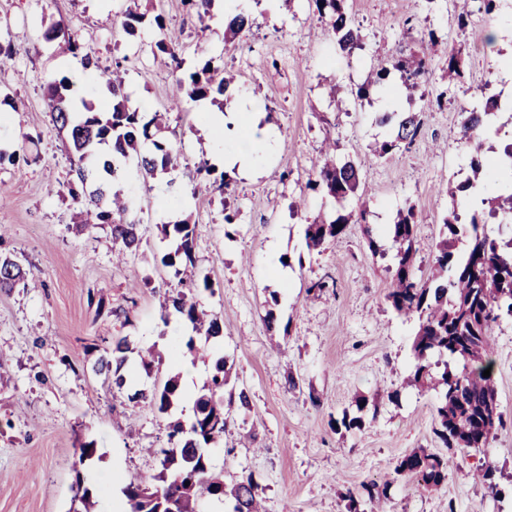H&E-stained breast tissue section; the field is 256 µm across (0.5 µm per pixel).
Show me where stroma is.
<instances>
[{"label":"stroma","mask_w":512,"mask_h":512,"mask_svg":"<svg viewBox=\"0 0 512 512\" xmlns=\"http://www.w3.org/2000/svg\"><path fill=\"white\" fill-rule=\"evenodd\" d=\"M132 5L164 16L185 71L210 58L239 75L240 98L260 129L275 135L251 173L225 166V152L241 139L229 124L213 130L214 105L188 100L170 110L172 73L149 48L157 31L147 24L133 35L122 29ZM225 6L215 0L210 19L201 21L182 0H0V38L14 50L8 92L0 95V148L25 157L0 167L7 193L0 256L40 282L0 290V371L8 374L0 381V512H76L79 484L90 492L92 512H112L113 493L161 471L168 423L191 414L220 357L228 390L247 389L251 403L230 407L224 436L208 455L226 484L253 476L266 512H371L363 491L371 484L385 487L387 512H512V317L501 318L490 337L503 423L485 447L448 449L434 433L436 393L407 383L417 321L386 299L394 254L388 227L397 210L414 209L413 271L427 280L451 208L444 188L469 171L459 145L462 111L483 87L512 91V0H502L493 21L477 15L464 29L447 9L425 13L421 0H347L364 34L349 58L336 53L307 0H251L252 28L234 47L224 44ZM413 16L416 26L406 27ZM51 24L93 48L101 66L123 61L132 105L168 112L160 136L183 154L171 174L145 181L132 170L120 181L142 235L120 262L109 227L74 226L72 155L51 120L46 86L69 77L72 96L102 111L109 93L92 86L78 58L44 42ZM432 32L460 59L455 83L440 80L446 57L428 56L429 75L413 96L330 97V80L355 86L377 60L425 54ZM441 93L443 107L429 109ZM388 109L421 113L423 126L409 149L377 159L372 149L387 130L376 117ZM328 139L337 159L361 162L358 192L369 214L366 224L348 225L311 250L306 220L326 205L307 182ZM202 160L226 176L231 194L196 175ZM171 179L179 193L169 191ZM228 211L235 223H225ZM184 221L193 228L195 268L212 283L195 300L221 322L218 339L206 340L160 308L175 278L162 263L174 245L159 228ZM318 279L330 288L308 292ZM118 337L134 349L124 391L93 370ZM147 346L159 355L148 372L136 354ZM172 376L181 378L183 398L171 413L127 397ZM347 418L358 427L345 428ZM89 442L96 451L80 460L79 446ZM416 448L447 457L440 489L423 492L396 476L398 460ZM487 461L503 495L476 479Z\"/></svg>","instance_id":"obj_1"}]
</instances>
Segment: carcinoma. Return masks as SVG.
I'll return each mask as SVG.
<instances>
[{
  "instance_id": "obj_1",
  "label": "carcinoma",
  "mask_w": 512,
  "mask_h": 512,
  "mask_svg": "<svg viewBox=\"0 0 512 512\" xmlns=\"http://www.w3.org/2000/svg\"><path fill=\"white\" fill-rule=\"evenodd\" d=\"M187 10L203 20L210 16L213 0H182ZM315 7L319 18L331 28L336 49L344 56L353 55L361 47V34L345 10L346 0H307ZM500 0H454L457 26L468 27L475 13L490 15L499 7ZM252 28L250 15L241 10L224 26V41L234 42ZM45 43L62 53L82 55L85 69L91 77L105 85L112 97V111L103 116L86 102L77 103L66 98L70 81L66 76L48 85L53 121L67 133L77 155L76 176L81 185L92 183L87 202L81 204L77 218L79 229H93L108 225L112 244L133 251L138 248L141 235L139 225L129 222L126 214L129 200L121 191L112 189L113 183L124 177L133 165L146 180L157 173H169L180 167L182 155L172 144L157 140L151 129L165 125V115L155 112L151 117L128 105L125 79L120 75L122 62H114L115 69L100 70L93 52L81 46L74 36L56 25L43 32ZM154 48L168 60L174 74V104L185 99L208 101L224 109V94L234 78L224 75V67L212 60H204L190 73L183 72L180 48L167 37H162ZM401 72L400 92L413 94L426 75L425 60L420 56H403L397 61H379L372 65L366 81L356 91L364 98L374 89L385 86L390 69ZM501 110L498 95L490 94L480 106L464 110L462 140L471 152L472 176L455 184H448V196L464 204L480 202L492 213L512 218V180L505 181L488 192L481 191V182L488 161L484 140L489 130H499L495 117ZM379 125L389 129L388 138L377 143L374 156L383 158L401 147L411 146L419 137L423 120L416 112H381ZM109 144L111 152L93 156L96 145ZM360 165L351 160L327 159L318 167L316 178L308 187L330 199L338 206L335 216L318 213L306 225L304 236L308 249H318L330 238H336L347 224L366 222L369 206L362 202L357 208L344 210V202L356 193L360 183ZM415 213L412 207L397 211L391 228L392 240L397 245L396 272L387 294L395 312L406 317L418 316V329L413 340L414 363L409 381L415 385H430L438 394L436 405V435L448 449L483 448L488 443L496 424L501 421L496 403L492 377L483 376L493 367L489 336L493 326L506 313L512 316V240L503 242L492 236L478 214L468 224L458 223L456 212L443 220L441 237L436 245L433 273L426 282H419L413 273L415 242ZM163 235L175 234L178 243L162 262L174 268L179 290L167 294L163 303L165 315L175 314L192 328L207 336L221 335L218 319L198 308L195 292L208 290V277L187 275L194 269L192 259L193 229L191 225H162ZM465 241V249L457 251L456 243ZM29 272L16 261L0 259V290L18 284L28 285ZM131 351L127 338L113 342L112 358L102 357L94 371L112 373V384L118 389L126 385L122 370ZM463 361L459 372L448 369L432 373L433 355ZM225 362L217 363L208 384V392L195 401L193 417L187 421L176 419L169 423L168 438L175 448L163 451V472L150 480L129 483L124 494L129 512H196L197 500L202 496L226 499L231 512H262L261 487L247 477L232 487L224 483V471L213 467L205 453L212 443L224 436L226 412L224 392L227 377ZM179 395V383L167 379L152 390H137L131 400H143L160 413L169 412ZM394 472L409 477L424 490H435L447 479V460L414 449L402 456ZM190 485H185V482Z\"/></svg>"
}]
</instances>
